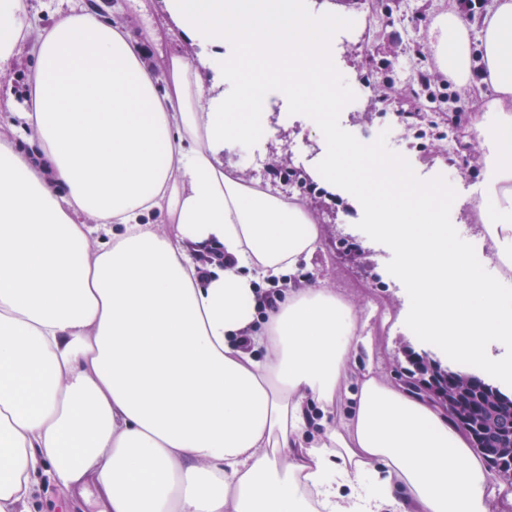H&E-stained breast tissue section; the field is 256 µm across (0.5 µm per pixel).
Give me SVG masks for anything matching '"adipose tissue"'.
Here are the masks:
<instances>
[{
  "mask_svg": "<svg viewBox=\"0 0 512 512\" xmlns=\"http://www.w3.org/2000/svg\"><path fill=\"white\" fill-rule=\"evenodd\" d=\"M27 8L0 0V65L24 43L35 59L28 98L0 114V512H28L46 480L94 488L99 512H495L480 455L424 397L368 372L339 423L314 427L311 409L338 401L354 308L292 284L319 239L308 208L224 164L248 114L311 99L324 147L308 176L347 183L402 253L414 330L497 373L484 347L512 337V301L457 249L448 186L337 139L328 21L303 0H163L203 66L174 52L159 75L95 10L34 31ZM473 25L497 94L474 212L507 275L512 0L470 25L448 0L437 61L464 83ZM263 284L281 291L260 319Z\"/></svg>",
  "mask_w": 512,
  "mask_h": 512,
  "instance_id": "obj_1",
  "label": "adipose tissue"
}]
</instances>
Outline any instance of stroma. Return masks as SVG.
Listing matches in <instances>:
<instances>
[{
	"instance_id": "35a3bbf8",
	"label": "stroma",
	"mask_w": 512,
	"mask_h": 512,
	"mask_svg": "<svg viewBox=\"0 0 512 512\" xmlns=\"http://www.w3.org/2000/svg\"><path fill=\"white\" fill-rule=\"evenodd\" d=\"M317 9L325 13L343 10L358 20L371 14L382 17L374 27L355 29L347 45L337 49L336 88L342 93V103L330 121L338 136L374 144L399 159L412 180L453 186L460 207L452 212L451 219L464 227L458 245L470 252L485 275H496L490 260L492 243L472 213L483 179L474 124L480 110L494 98L493 87L487 83L473 85L458 100L440 103L439 110L445 114L460 101L468 107L457 130L455 153L446 152L442 140L435 137L428 138L421 148L412 146L416 115L428 110L413 76L417 68L438 67L432 30L447 11L448 0H321ZM99 13L141 42H147L146 30H153L156 41L147 43L149 53L144 62L154 71L164 70L165 58L158 46L176 42L178 32L166 22L161 0H102ZM32 71L28 46H18L8 67L0 70L1 110L24 98L26 87L21 78ZM316 119L306 100L275 107L264 124L265 136L226 150L224 163L253 184L262 178L279 181L274 163L283 156L292 167L306 169L317 142L313 130ZM325 201L335 207L336 217L331 220L325 212H317L320 239L309 265L299 270V277L323 282L358 308L377 307L385 313L384 320L369 322L364 328L362 336L367 343L357 347L345 368L335 407L340 416L349 408L350 395L357 392L365 368H373L385 383L398 388L404 384L401 369L409 353L429 355L445 366L453 365L455 358L415 335L401 255L376 236L372 224L352 205L344 189L328 194Z\"/></svg>"
}]
</instances>
